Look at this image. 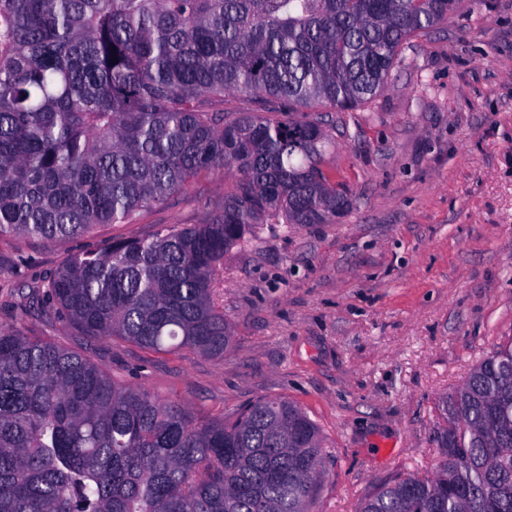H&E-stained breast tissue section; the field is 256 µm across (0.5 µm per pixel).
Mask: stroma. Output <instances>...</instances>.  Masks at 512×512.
Masks as SVG:
<instances>
[{"label":"stroma","instance_id":"1","mask_svg":"<svg viewBox=\"0 0 512 512\" xmlns=\"http://www.w3.org/2000/svg\"><path fill=\"white\" fill-rule=\"evenodd\" d=\"M403 57L373 101L326 115L324 169L347 211L264 217L225 254L223 357L88 336L20 305L73 254L204 222L232 186L213 176L86 237L0 241V328L215 417L288 398L324 438L309 512H357L397 477H432L439 397L512 336V0H459Z\"/></svg>","mask_w":512,"mask_h":512}]
</instances>
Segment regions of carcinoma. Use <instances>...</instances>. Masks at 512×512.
<instances>
[{
	"mask_svg": "<svg viewBox=\"0 0 512 512\" xmlns=\"http://www.w3.org/2000/svg\"><path fill=\"white\" fill-rule=\"evenodd\" d=\"M457 0H0V240L56 243L235 174L204 224L72 255L24 299L86 335L224 356V254L268 212L327 224L323 118L382 91L404 45ZM243 93L276 116L209 112ZM430 479L360 512H512V338L438 402ZM317 424L284 398L226 421L119 384L81 354L0 329V512H307Z\"/></svg>",
	"mask_w": 512,
	"mask_h": 512,
	"instance_id": "obj_1",
	"label": "carcinoma"
}]
</instances>
